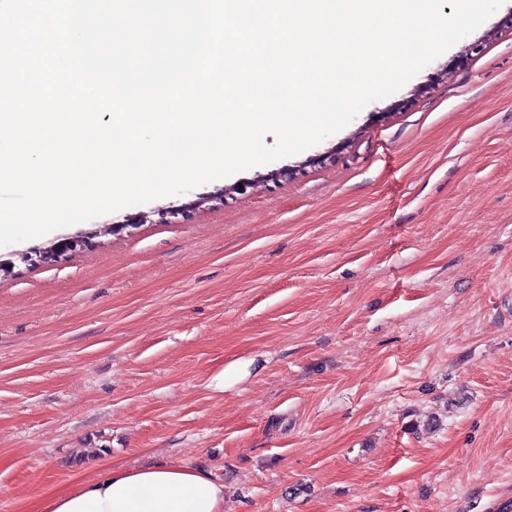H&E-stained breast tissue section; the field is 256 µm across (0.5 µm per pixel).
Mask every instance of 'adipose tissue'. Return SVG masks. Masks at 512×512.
Segmentation results:
<instances>
[{
  "instance_id": "1",
  "label": "adipose tissue",
  "mask_w": 512,
  "mask_h": 512,
  "mask_svg": "<svg viewBox=\"0 0 512 512\" xmlns=\"http://www.w3.org/2000/svg\"><path fill=\"white\" fill-rule=\"evenodd\" d=\"M24 512H224V478L173 460L118 464L47 491Z\"/></svg>"
}]
</instances>
